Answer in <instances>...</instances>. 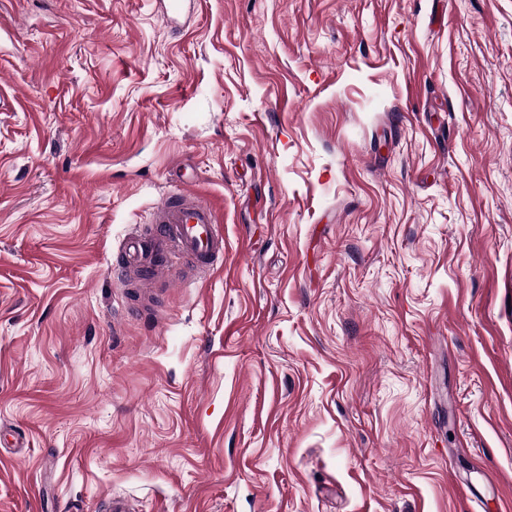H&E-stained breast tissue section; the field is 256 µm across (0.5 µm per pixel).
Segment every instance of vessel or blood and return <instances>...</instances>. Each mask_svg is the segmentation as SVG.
Listing matches in <instances>:
<instances>
[{
    "instance_id": "obj_1",
    "label": "vessel or blood",
    "mask_w": 512,
    "mask_h": 512,
    "mask_svg": "<svg viewBox=\"0 0 512 512\" xmlns=\"http://www.w3.org/2000/svg\"><path fill=\"white\" fill-rule=\"evenodd\" d=\"M151 221L156 226L151 237L137 232L126 237L122 258L127 267L152 272L177 256L204 268L224 250L213 206L190 190L157 207Z\"/></svg>"
}]
</instances>
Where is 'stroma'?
Returning <instances> with one entry per match:
<instances>
[{"instance_id": "1", "label": "stroma", "mask_w": 512, "mask_h": 512, "mask_svg": "<svg viewBox=\"0 0 512 512\" xmlns=\"http://www.w3.org/2000/svg\"><path fill=\"white\" fill-rule=\"evenodd\" d=\"M0 438V512H512V0H0ZM151 223L157 225L152 237L144 238L138 232L126 237L122 258L127 267L153 274L178 256L204 268L224 252V234L213 206L188 189L177 200L157 207Z\"/></svg>"}]
</instances>
